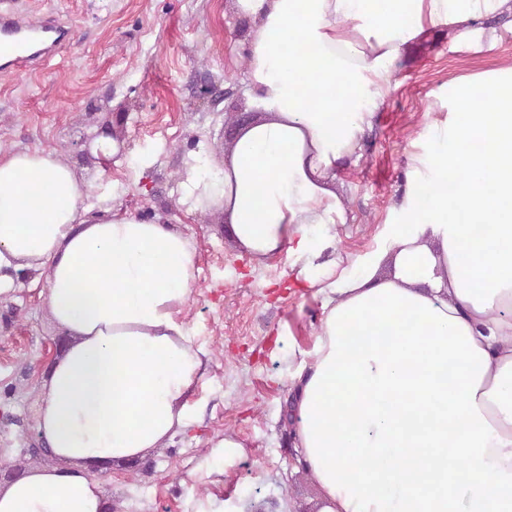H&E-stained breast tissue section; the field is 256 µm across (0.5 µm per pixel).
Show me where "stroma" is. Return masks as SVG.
Listing matches in <instances>:
<instances>
[{
	"label": "stroma",
	"mask_w": 512,
	"mask_h": 512,
	"mask_svg": "<svg viewBox=\"0 0 512 512\" xmlns=\"http://www.w3.org/2000/svg\"><path fill=\"white\" fill-rule=\"evenodd\" d=\"M57 20L73 35L19 75L0 73V150L59 152L91 185L92 197L176 226L193 238L197 262L185 316L209 359L189 392L198 420L137 467L117 466L105 490L112 512H317L319 492L293 468L281 418L283 363L269 352L277 334L310 347L319 307L294 282L280 254L256 264L224 233L221 214H188L180 182L191 156L224 163L236 129L252 120L243 94L242 40L248 27L227 0H10ZM512 60V34L491 54L457 51L439 30L415 41L393 76L394 89L363 142L357 165L338 173L355 220L336 228L330 256L349 259L384 240L401 202L407 150L447 112L435 96L449 77ZM121 142L100 167L86 146L103 132ZM45 281L0 299V485L49 464L28 454L38 443V392L59 339L46 314ZM244 445L232 466L210 447L224 435Z\"/></svg>",
	"instance_id": "1"
}]
</instances>
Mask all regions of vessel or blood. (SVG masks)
<instances>
[{
	"mask_svg": "<svg viewBox=\"0 0 512 512\" xmlns=\"http://www.w3.org/2000/svg\"><path fill=\"white\" fill-rule=\"evenodd\" d=\"M69 35L68 29L50 21L32 19L26 12L0 8V58L17 69L33 63L32 40L59 45Z\"/></svg>",
	"mask_w": 512,
	"mask_h": 512,
	"instance_id": "obj_1",
	"label": "vessel or blood"
}]
</instances>
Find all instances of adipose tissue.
Returning a JSON list of instances; mask_svg holds the SVG:
<instances>
[{"label":"adipose tissue","mask_w":512,"mask_h":512,"mask_svg":"<svg viewBox=\"0 0 512 512\" xmlns=\"http://www.w3.org/2000/svg\"><path fill=\"white\" fill-rule=\"evenodd\" d=\"M249 23L257 119L223 167L191 159L179 202L223 214L262 263L287 252L320 316L287 359L292 447L319 512H512V61L442 86L450 115L414 139L383 247L317 261L347 223L338 170L429 30L495 51L512 0H229ZM60 154L0 155V297L33 270L65 339L36 430L58 466L0 488V512H110L88 464L141 463L194 422L203 360L184 317L197 250L172 225L90 200Z\"/></svg>","instance_id":"adipose-tissue-1"}]
</instances>
